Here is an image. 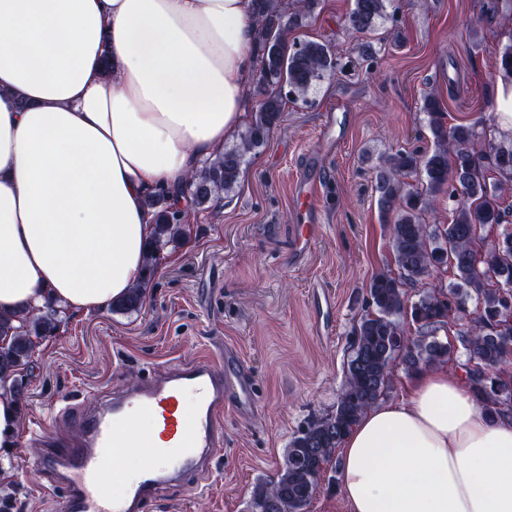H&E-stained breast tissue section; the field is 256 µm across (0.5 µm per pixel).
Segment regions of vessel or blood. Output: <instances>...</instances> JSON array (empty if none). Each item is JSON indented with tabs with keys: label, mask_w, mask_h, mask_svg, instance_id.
I'll list each match as a JSON object with an SVG mask.
<instances>
[{
	"label": "vessel or blood",
	"mask_w": 512,
	"mask_h": 512,
	"mask_svg": "<svg viewBox=\"0 0 512 512\" xmlns=\"http://www.w3.org/2000/svg\"><path fill=\"white\" fill-rule=\"evenodd\" d=\"M229 410H257L255 380L230 347L220 364L198 360L153 375L78 416L65 435L40 439L38 464L64 489L63 512H144L168 486L202 487L224 447ZM141 415L153 419L165 445L143 439L146 462L130 475L115 466L130 448L121 427Z\"/></svg>",
	"instance_id": "b4317fda"
}]
</instances>
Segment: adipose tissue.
Instances as JSON below:
<instances>
[{
  "mask_svg": "<svg viewBox=\"0 0 512 512\" xmlns=\"http://www.w3.org/2000/svg\"><path fill=\"white\" fill-rule=\"evenodd\" d=\"M252 0H0V313L139 285L146 196L223 153L254 83ZM344 512H512V417L444 365L341 443Z\"/></svg>",
  "mask_w": 512,
  "mask_h": 512,
  "instance_id": "ef3b65f1",
  "label": "adipose tissue"
}]
</instances>
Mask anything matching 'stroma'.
Returning <instances> with one entry per match:
<instances>
[{
    "instance_id": "1",
    "label": "stroma",
    "mask_w": 512,
    "mask_h": 512,
    "mask_svg": "<svg viewBox=\"0 0 512 512\" xmlns=\"http://www.w3.org/2000/svg\"><path fill=\"white\" fill-rule=\"evenodd\" d=\"M483 4L387 0L377 53L362 63L361 36L344 28L352 0H319L288 38L331 42L341 68L306 102L287 104L234 193L190 215L179 243L161 252L140 311L70 312L36 344L20 432L64 433L69 416L142 377L219 362L234 345L256 380L257 412L225 416L222 462L205 489L169 487L148 512H248L253 486L276 476L292 437L334 409L370 280L394 267L372 187L387 155L431 149L423 95L440 98L448 124L499 125L490 84L512 40V0L494 14ZM331 119L333 143L323 138ZM308 161L319 166V230L299 253L294 187ZM39 455L19 440L0 456V494L13 495V512H62L64 491L37 469Z\"/></svg>"
}]
</instances>
